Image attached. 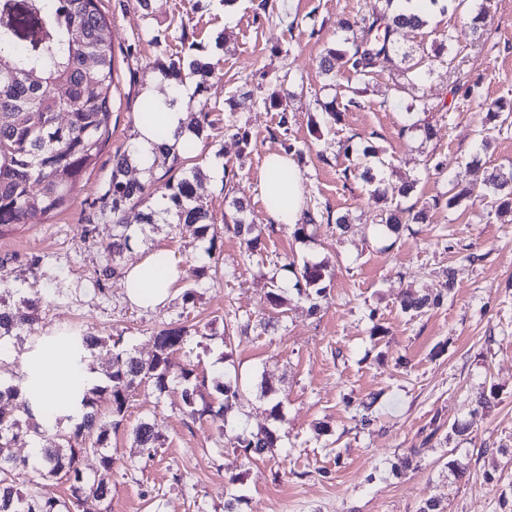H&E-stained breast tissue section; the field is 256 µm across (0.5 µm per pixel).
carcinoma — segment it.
Segmentation results:
<instances>
[{"label": "carcinoma", "instance_id": "obj_1", "mask_svg": "<svg viewBox=\"0 0 512 512\" xmlns=\"http://www.w3.org/2000/svg\"><path fill=\"white\" fill-rule=\"evenodd\" d=\"M394 2L384 0L382 10L346 23V49L328 50L321 62L324 71H332L338 62L361 78L389 68L402 70L412 53L400 49L396 34L404 28L418 29L425 20L396 11ZM100 4L101 0H0V226L24 224L36 212L61 211L108 141L115 64L112 31ZM162 71L178 83L197 77L202 87L213 75L214 65L202 59L186 64L173 58L162 65ZM59 87L65 89L62 96L56 93ZM61 112L67 114L64 123L57 119ZM208 127H215L210 113L187 108V129L199 135ZM415 131L427 140L434 135L430 123L410 115L402 132ZM131 163L128 153L115 156L111 183L99 207V220L112 225L105 244L112 263L100 273L105 280L120 274L119 260L131 247L133 231L124 221L125 207L143 204L151 195L153 180L126 178ZM471 172L467 187L435 196L432 206L452 208L474 191L491 195L500 208L512 206V168L488 174L475 162ZM198 176L199 171L193 170L171 177L160 192L172 205L178 223L197 225L198 235L205 237L215 233V227L196 194ZM234 207L238 217L232 230L249 258L261 249V238L245 221L247 206L236 201ZM427 219V206L398 203L382 210L381 223L398 236L409 225L424 224ZM329 278L322 265L306 263L297 274V292L308 299L323 297ZM452 288L448 280L433 296L406 291L400 297V307L417 316L442 303ZM266 301L278 317H285L286 300L274 280ZM64 334L80 362L104 349L112 352V359L102 383L90 386L79 376L73 396L58 408L48 407L39 401L28 370L16 372L6 361L12 349L23 347L26 336L16 314L0 308V512H77L88 499L103 506V512H110V488L81 468L82 458L88 454L97 456L106 470L114 464L107 429L100 424L98 403L103 400L109 403L112 424L117 426L123 421L131 393L143 383L161 394L171 379L183 380L182 402L193 421L207 416L222 422L224 409L243 397L236 380H210L188 364L174 366L171 355L185 344L188 329L184 327L155 332L156 352L147 361L124 347L120 336H95L81 329H67ZM210 386L219 394L215 404L204 395ZM132 435L136 447L148 454L159 445L148 420L137 423ZM22 441L32 448V457L19 458L11 452ZM277 442L278 436L269 429L244 431L234 438L250 462L270 452ZM32 460L40 478L68 483L67 497H45L37 482L26 490L18 487L16 472L28 469Z\"/></svg>", "mask_w": 512, "mask_h": 512}]
</instances>
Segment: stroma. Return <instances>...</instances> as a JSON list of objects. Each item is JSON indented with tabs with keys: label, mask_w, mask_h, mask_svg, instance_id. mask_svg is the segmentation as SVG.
<instances>
[{
	"label": "stroma",
	"mask_w": 512,
	"mask_h": 512,
	"mask_svg": "<svg viewBox=\"0 0 512 512\" xmlns=\"http://www.w3.org/2000/svg\"><path fill=\"white\" fill-rule=\"evenodd\" d=\"M258 3L151 0L145 12L134 0H102L115 56L110 138L62 211L0 226V280L34 342L77 326L122 337L146 359L155 332L184 326L187 341L173 363L237 379L246 392L219 424L186 416L181 382L161 394L139 386L119 427L103 419L112 469L100 471L92 456L84 466L111 488L110 512H224L232 476L243 497L239 512H418L429 499L446 512H512V216L476 192L455 207H431L427 223L400 237L387 236L360 177L374 164L363 149L374 146L386 161L389 197L413 181V198L423 205L449 183L466 185L472 161L512 166V0H471L468 13L441 12L422 29L400 31L398 44L412 51L459 30L439 58L409 70L416 87L402 96L391 72L332 77L320 67L343 36V21L381 9L382 0H273L266 12ZM474 15L484 36L466 28ZM177 57L217 65L191 102L218 125L181 158L182 167L201 171L196 194L216 236L200 237L172 215L145 224L140 208L126 209L136 235L122 265L165 248L183 267L207 269L200 280L181 282L194 289L192 301L178 296L144 310L129 303L121 277L97 285L112 227L99 225L88 238L83 226L108 188L114 154L129 151L137 135L145 85ZM275 91L289 94L284 128V110L270 101ZM421 96L443 106L424 115L434 127L429 140L401 131ZM330 101L339 113L334 122L323 109ZM229 121L249 132V148L226 129ZM346 142L352 154H344ZM282 150L300 171L305 208L323 214L299 238L293 226L272 225L258 191L265 157ZM224 166L233 167L232 180L213 177ZM237 198L262 231L263 246L248 259L224 229ZM342 215L350 220L345 233L334 223ZM288 261L295 268L320 262L332 272L318 312L297 295L293 271L283 268ZM448 270L454 289L441 306L418 316L401 311L402 291L433 293ZM273 280L288 299L278 326L269 325L265 306ZM38 289L46 296L30 323L21 300ZM246 316L252 327L244 335L236 320ZM265 386L271 398L262 397ZM483 392L489 402L482 407ZM275 400L277 418L270 414ZM145 417L160 436L151 456L132 437ZM458 424L468 425V435H457ZM263 427L276 430L278 444L247 462L230 440ZM409 453L411 467L399 468ZM454 459L467 468L459 480L448 470Z\"/></svg>",
	"instance_id": "stroma-1"
}]
</instances>
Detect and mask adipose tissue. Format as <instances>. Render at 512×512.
I'll use <instances>...</instances> for the list:
<instances>
[{
    "label": "adipose tissue",
    "mask_w": 512,
    "mask_h": 512,
    "mask_svg": "<svg viewBox=\"0 0 512 512\" xmlns=\"http://www.w3.org/2000/svg\"><path fill=\"white\" fill-rule=\"evenodd\" d=\"M192 90L180 85L159 94L154 86L143 93L145 105L151 106L149 119L140 121L131 154L141 169L150 168L156 158L163 135L181 133L184 140H194L186 130V107ZM259 192L266 211L275 223L293 225L304 209L301 176L298 168L283 152L266 156L262 167ZM185 270L169 250L158 248L124 270V285L129 301L140 308L156 309L168 304L180 286ZM28 368L38 385L42 401L57 403L68 395L71 378L78 364L66 348H59L29 363Z\"/></svg>",
    "instance_id": "1"
}]
</instances>
